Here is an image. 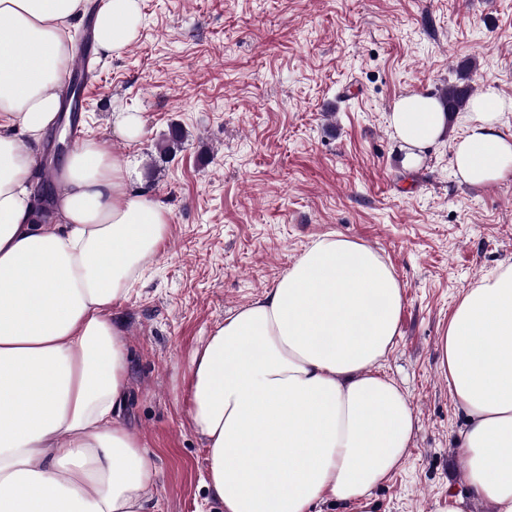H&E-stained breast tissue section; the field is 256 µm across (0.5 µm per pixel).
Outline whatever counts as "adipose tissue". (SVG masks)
Here are the masks:
<instances>
[{"label": "adipose tissue", "mask_w": 512, "mask_h": 512, "mask_svg": "<svg viewBox=\"0 0 512 512\" xmlns=\"http://www.w3.org/2000/svg\"><path fill=\"white\" fill-rule=\"evenodd\" d=\"M83 0H0V512H153V454L121 423L125 331L112 309L165 242L170 212L133 189L129 161L89 138L61 165L54 215L35 213L33 165L60 120L70 30ZM141 0H107L101 54L137 41ZM512 99L486 86L454 144L462 181L512 166L498 130ZM436 98L389 116L407 160L444 133ZM403 287L366 244L312 240L262 297L192 357L189 422L206 487L224 512H374L416 420L377 367L399 334ZM439 372L466 424L458 446L472 499L512 512V264L463 290L437 340Z\"/></svg>", "instance_id": "1"}]
</instances>
